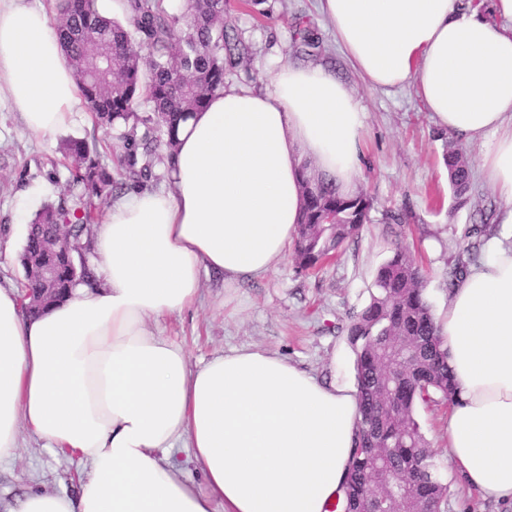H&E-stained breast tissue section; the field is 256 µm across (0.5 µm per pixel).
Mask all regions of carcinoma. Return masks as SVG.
<instances>
[{"mask_svg":"<svg viewBox=\"0 0 512 512\" xmlns=\"http://www.w3.org/2000/svg\"><path fill=\"white\" fill-rule=\"evenodd\" d=\"M227 4L187 0L185 14L177 17L162 0H122V22L108 16L99 0L56 4L55 33L71 59L94 128L119 131L121 180L99 163L96 141H67L63 152L72 159L67 193L31 220L22 264L39 253L42 234L51 225H71V240L77 241L99 223L107 197L157 178L159 149L173 150L179 122L204 109L210 96L224 89L226 72L244 58L240 39L228 32ZM443 158L453 196L462 205L472 159L450 142ZM303 184L294 254L297 267L308 270L358 235L369 221L372 202L364 194L344 195L319 176H305ZM488 220L480 214L468 231L462 257L448 271V288L456 287L468 265L482 257ZM73 253L70 248L58 256L52 284L57 292L27 308L28 313L62 301L91 281L87 260L72 273ZM425 288L419 263L406 246L395 243L392 256L377 271L375 292L348 327L361 422L344 512H362L395 481L400 485L395 512L439 508L448 496L449 487L436 478L433 453L413 418L418 404L450 403L457 394L448 347Z\"/></svg>","mask_w":512,"mask_h":512,"instance_id":"carcinoma-1","label":"carcinoma"}]
</instances>
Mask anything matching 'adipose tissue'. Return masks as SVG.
I'll return each mask as SVG.
<instances>
[{
	"mask_svg": "<svg viewBox=\"0 0 512 512\" xmlns=\"http://www.w3.org/2000/svg\"><path fill=\"white\" fill-rule=\"evenodd\" d=\"M375 89L413 87L433 123L480 144L512 227V0H318ZM265 91L230 86L181 123L171 188L114 201L93 232L94 279L43 314L0 286V460L20 429L87 466L77 497L30 492L0 512H328L353 466L358 390L240 347L200 366L149 321L196 305L202 273L259 278L301 219L302 171L353 194L365 109L323 64L276 66ZM0 91L49 137L81 98L49 16L0 0ZM458 395L448 456L487 500L512 504V234L448 294L439 316ZM200 469L194 483L174 449Z\"/></svg>",
	"mask_w": 512,
	"mask_h": 512,
	"instance_id": "1",
	"label": "adipose tissue"
}]
</instances>
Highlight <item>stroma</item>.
Segmentation results:
<instances>
[{
	"label": "stroma",
	"instance_id": "1",
	"mask_svg": "<svg viewBox=\"0 0 512 512\" xmlns=\"http://www.w3.org/2000/svg\"><path fill=\"white\" fill-rule=\"evenodd\" d=\"M229 15L230 28L249 52L228 71L226 85L243 83L262 90L275 65L313 62L334 68L361 99L366 108L365 163L357 190L373 202L370 221L345 242L334 261L314 271H300L289 257L267 276L238 284L203 275L199 303L152 329L181 343L194 365L215 352L250 346L277 352L325 381L353 376L350 317L368 302L394 240H402L422 265L427 299L439 315L448 307V265L458 255L476 210L489 204L501 209L505 203L476 171L466 203L456 204L442 163L445 140L414 89L385 92L368 87L338 47L316 0H266L260 13L243 0H233ZM303 29L319 43L313 54L301 49L298 33ZM91 136L99 141L101 164L116 170V140L95 131L86 108H79L55 136L40 138L25 132L18 113L0 98V284L22 287L25 228L39 204L58 200L65 192V181L53 175L52 164L61 159L68 139ZM414 418L435 455L439 477L450 486L442 512H512L511 505L480 497L452 469L447 404L417 405ZM19 444L15 458L0 460L1 501L30 489L77 492L85 466L76 456L46 448L25 431Z\"/></svg>",
	"mask_w": 512,
	"mask_h": 512
}]
</instances>
